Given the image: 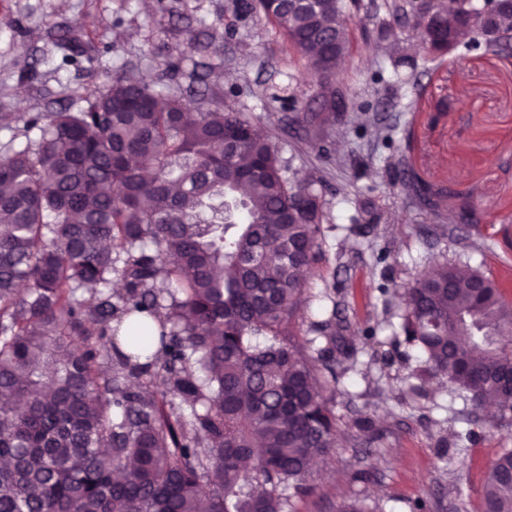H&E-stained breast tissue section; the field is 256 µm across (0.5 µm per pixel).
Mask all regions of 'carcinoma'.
Segmentation results:
<instances>
[{"label":"carcinoma","mask_w":512,"mask_h":512,"mask_svg":"<svg viewBox=\"0 0 512 512\" xmlns=\"http://www.w3.org/2000/svg\"><path fill=\"white\" fill-rule=\"evenodd\" d=\"M283 36L317 79L348 51L347 0H233ZM423 0L421 51L500 56L512 17ZM394 68L416 57L386 46ZM167 63L151 84L104 74L78 111L0 114L25 144L0 150V512H292L311 463L336 448L335 352L347 321L294 316L316 262L322 201L250 118ZM420 206L434 192L407 169ZM402 333L423 366L481 414L512 422V305L479 269L446 263L405 288ZM262 336L265 341H257ZM178 405L154 391L156 366ZM482 512H512V450Z\"/></svg>","instance_id":"obj_1"}]
</instances>
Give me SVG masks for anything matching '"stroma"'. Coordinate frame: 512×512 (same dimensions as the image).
Listing matches in <instances>:
<instances>
[{
    "mask_svg": "<svg viewBox=\"0 0 512 512\" xmlns=\"http://www.w3.org/2000/svg\"><path fill=\"white\" fill-rule=\"evenodd\" d=\"M386 0H358L347 14L350 45L332 82L350 100L339 125H282L289 105L322 110L323 87L285 37L256 14L241 17L230 0H0V113L77 110L68 91L94 92L104 71L153 78L161 63L182 56L181 85L200 66L225 106L244 112L274 136L299 174L318 178L323 222L320 256L307 276L310 319L334 309L353 329L376 327L377 343L357 340L339 378L334 411L341 437L316 463L311 493L294 512H338L355 501L368 512H482L481 493L492 462L512 449V426L493 427L470 414L464 393L436 383L397 403L401 376L421 364L401 331L403 286L447 261L470 263L491 277L512 303V56L464 50L395 74L378 25ZM72 28L92 68L63 65L56 33ZM196 48L185 52L187 36ZM385 87L373 93L372 77ZM393 137L385 146L360 124L358 103ZM334 149L323 162L320 139ZM406 159L417 176L444 194V209L469 208L474 223L453 229L422 215L387 166ZM381 430L373 450L356 443L355 418Z\"/></svg>",
    "mask_w": 512,
    "mask_h": 512,
    "instance_id": "1",
    "label": "stroma"
}]
</instances>
